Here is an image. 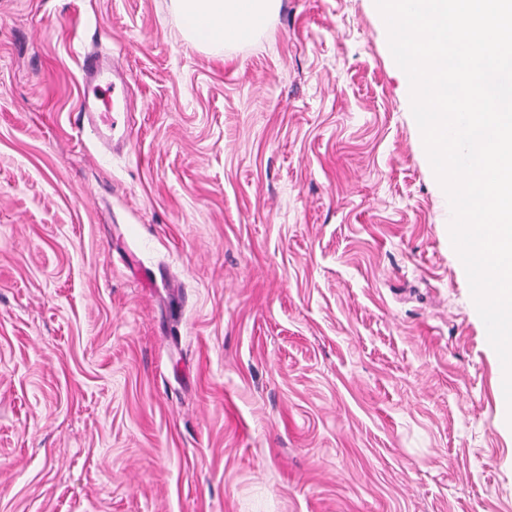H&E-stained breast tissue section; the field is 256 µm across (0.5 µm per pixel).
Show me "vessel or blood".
<instances>
[{"instance_id":"vessel-or-blood-1","label":"vessel or blood","mask_w":512,"mask_h":512,"mask_svg":"<svg viewBox=\"0 0 512 512\" xmlns=\"http://www.w3.org/2000/svg\"><path fill=\"white\" fill-rule=\"evenodd\" d=\"M83 69L85 86L79 126L104 140L115 130L112 120L114 108L112 97L114 82L110 77L112 68L100 60L88 57L84 60Z\"/></svg>"}]
</instances>
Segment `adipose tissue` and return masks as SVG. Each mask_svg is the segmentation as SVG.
Here are the masks:
<instances>
[{"instance_id":"obj_1","label":"adipose tissue","mask_w":512,"mask_h":512,"mask_svg":"<svg viewBox=\"0 0 512 512\" xmlns=\"http://www.w3.org/2000/svg\"><path fill=\"white\" fill-rule=\"evenodd\" d=\"M185 38L206 51L250 39L277 0H172Z\"/></svg>"}]
</instances>
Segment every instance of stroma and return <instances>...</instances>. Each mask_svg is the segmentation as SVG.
I'll use <instances>...</instances> for the list:
<instances>
[{
    "label": "stroma",
    "instance_id": "stroma-1",
    "mask_svg": "<svg viewBox=\"0 0 512 512\" xmlns=\"http://www.w3.org/2000/svg\"><path fill=\"white\" fill-rule=\"evenodd\" d=\"M450 219L373 0H0V512H512ZM185 38L206 51L249 40L277 0H171ZM83 69L85 86L80 109L83 116L79 120V126L82 130L90 131L99 139L107 141V137H111L116 129L112 120V90L115 83L109 76L112 73V65L86 56Z\"/></svg>",
    "mask_w": 512,
    "mask_h": 512
}]
</instances>
